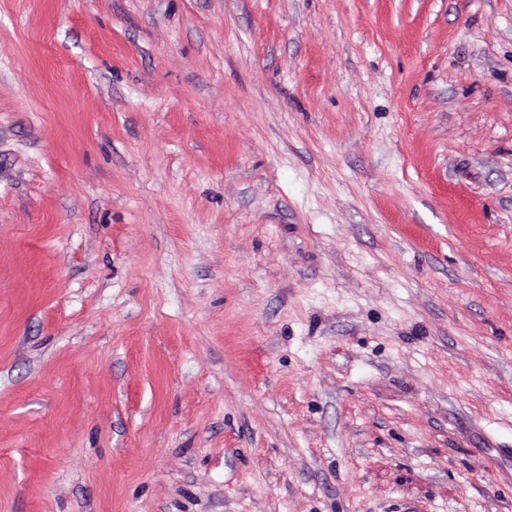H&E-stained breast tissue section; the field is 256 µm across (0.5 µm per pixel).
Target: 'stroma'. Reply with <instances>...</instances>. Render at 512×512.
<instances>
[{
  "instance_id": "35a3bbf8",
  "label": "stroma",
  "mask_w": 512,
  "mask_h": 512,
  "mask_svg": "<svg viewBox=\"0 0 512 512\" xmlns=\"http://www.w3.org/2000/svg\"><path fill=\"white\" fill-rule=\"evenodd\" d=\"M512 0H0V512H512Z\"/></svg>"
}]
</instances>
